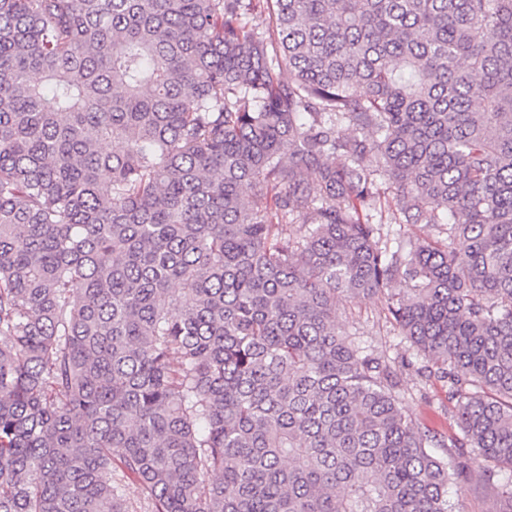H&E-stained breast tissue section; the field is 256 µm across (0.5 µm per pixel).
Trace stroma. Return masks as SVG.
Wrapping results in <instances>:
<instances>
[{
    "label": "stroma",
    "instance_id": "1",
    "mask_svg": "<svg viewBox=\"0 0 512 512\" xmlns=\"http://www.w3.org/2000/svg\"><path fill=\"white\" fill-rule=\"evenodd\" d=\"M337 323L349 327L356 345L366 354L388 358L397 377V395L408 417L422 430L445 442L458 434L456 408L446 384L417 374L421 359L409 342L384 317L377 298L359 296L340 303ZM455 512H512V503L493 486L471 481L464 490L449 486Z\"/></svg>",
    "mask_w": 512,
    "mask_h": 512
}]
</instances>
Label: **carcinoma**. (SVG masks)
Masks as SVG:
<instances>
[{
	"label": "carcinoma",
	"mask_w": 512,
	"mask_h": 512,
	"mask_svg": "<svg viewBox=\"0 0 512 512\" xmlns=\"http://www.w3.org/2000/svg\"><path fill=\"white\" fill-rule=\"evenodd\" d=\"M361 294L448 384L444 455L336 324ZM474 476L512 502V0H0V512ZM401 228V237L405 240L411 239H429L435 240L439 234V228L434 226V224H384V229H388L391 231V238L393 234L399 233V229Z\"/></svg>",
	"instance_id": "cac0c4a2"
}]
</instances>
